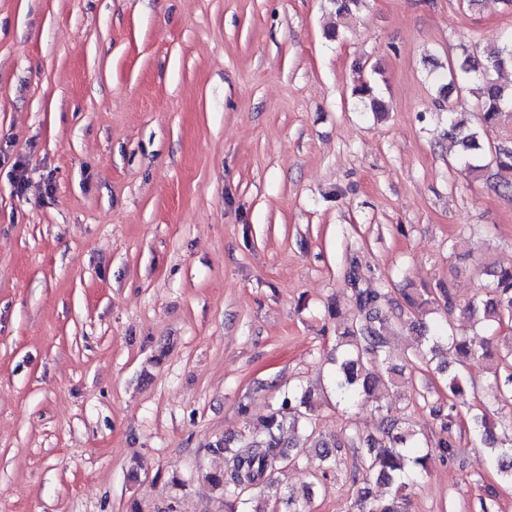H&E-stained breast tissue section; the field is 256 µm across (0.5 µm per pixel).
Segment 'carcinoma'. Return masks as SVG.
I'll return each instance as SVG.
<instances>
[{
  "label": "carcinoma",
  "mask_w": 512,
  "mask_h": 512,
  "mask_svg": "<svg viewBox=\"0 0 512 512\" xmlns=\"http://www.w3.org/2000/svg\"><path fill=\"white\" fill-rule=\"evenodd\" d=\"M512 68V37L504 38L499 44L486 50L485 65L480 82L474 89L481 101L484 127L493 128L505 117L503 109H512V87L498 83L493 74ZM476 71L472 56L467 51L448 62V85L464 86L472 82ZM353 94L363 101H369L374 112L385 111L384 104L375 96L374 87L363 83L354 88ZM448 136L461 146L465 166L474 171L479 166L471 160L482 150L480 132L467 125V119L459 112L448 116ZM491 163L499 186L512 190V151L495 152ZM488 282L483 286V295L470 300L462 311L481 324V331L471 336H458L451 323H442L434 328L424 329L414 348L411 362L431 366L441 353L457 357L460 365L470 359L488 356L491 338L483 331L502 328L512 321V267H492L487 272ZM359 277L351 279L353 296L358 316L351 325L336 337V369L331 383L336 395V404L351 406L364 395L377 389L392 390L399 387L395 378L398 370L388 365V350L391 319L399 321L405 314H425L429 308L444 303L448 311L458 308L451 288L427 290L420 297L407 296L408 311L388 313L385 293L378 288L358 287ZM436 364V363H434ZM435 370L441 375L442 383L448 390V399L463 393L468 380L463 371L454 369L447 361L436 364ZM512 404V336L504 337L497 343L496 367L492 382L488 385L483 400L470 416L475 440L488 448V455L481 459L496 467L499 477L512 484V415H494L490 407L500 409ZM454 405H448V414L440 406L432 407L433 415L440 419L441 436L433 442L421 443L414 433L403 427V421L396 417L385 418L377 436H362L348 433L334 440H327L316 434L312 415V390L296 387L284 396L279 406L262 421L260 427L238 439L232 437L218 444L226 453L224 470L208 476L211 484L224 493V512H270L278 499L267 498L258 501V495L265 490L276 488L273 475L289 460L285 447L294 448L293 442L282 441L281 432L289 424L300 430L302 444H311L317 449L320 475L307 477L302 493L289 490L283 497L294 506L292 512H307L313 487L336 466V453L347 446L362 451L361 468L365 476L374 478L383 486L385 494L374 495L370 487L357 490L356 512H404L409 490L425 473L437 452L442 457L455 454V442L450 435Z\"/></svg>",
  "instance_id": "cac0c4a2"
}]
</instances>
